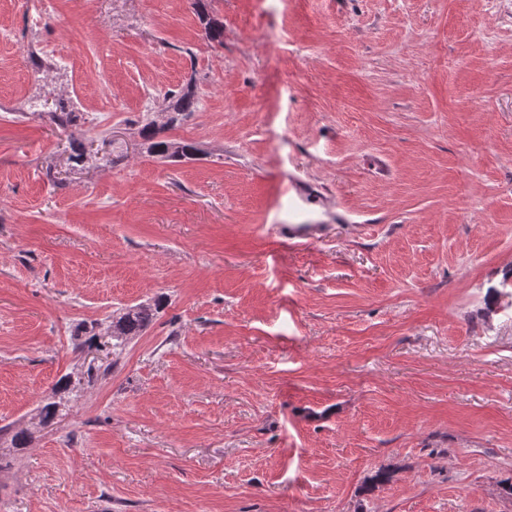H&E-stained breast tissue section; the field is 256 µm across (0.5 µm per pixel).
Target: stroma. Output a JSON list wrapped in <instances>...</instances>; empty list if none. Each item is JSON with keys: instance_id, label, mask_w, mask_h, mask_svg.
Segmentation results:
<instances>
[{"instance_id": "35a3bbf8", "label": "stroma", "mask_w": 512, "mask_h": 512, "mask_svg": "<svg viewBox=\"0 0 512 512\" xmlns=\"http://www.w3.org/2000/svg\"><path fill=\"white\" fill-rule=\"evenodd\" d=\"M37 6L0 0V512H512V0H52L71 73ZM189 84L197 158L149 155ZM276 228L281 239L298 244L313 241L322 235L321 227L317 224H280ZM162 307L161 300L150 305H136L121 309L112 316L110 336H112V348L114 351H122L128 340L133 336H139L151 323L154 313Z\"/></svg>"}]
</instances>
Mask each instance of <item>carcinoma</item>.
Masks as SVG:
<instances>
[{
	"label": "carcinoma",
	"mask_w": 512,
	"mask_h": 512,
	"mask_svg": "<svg viewBox=\"0 0 512 512\" xmlns=\"http://www.w3.org/2000/svg\"><path fill=\"white\" fill-rule=\"evenodd\" d=\"M198 106V98L193 88L189 87L179 93L169 94L168 118L164 127H156L148 122L143 125L141 135L146 141V151L151 156L181 160L194 156L197 149L192 143L169 140L161 133L163 129H171L180 125L191 117ZM54 123L62 130H66L81 119L78 112H68L64 105H59V111L52 113ZM162 307L158 301L154 305H136L124 308L112 317L110 336H112L113 350H123L128 340L140 335L151 323L154 312Z\"/></svg>",
	"instance_id": "carcinoma-1"
}]
</instances>
